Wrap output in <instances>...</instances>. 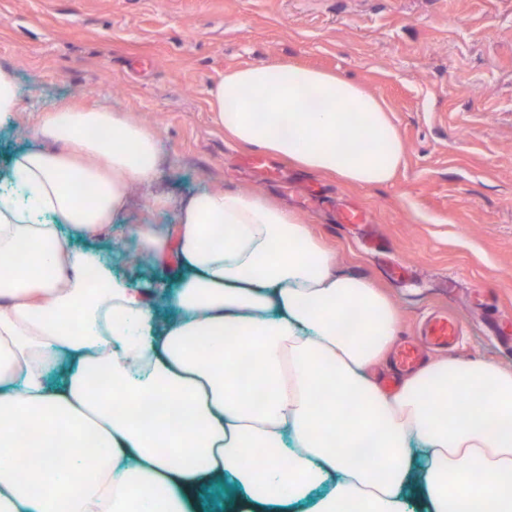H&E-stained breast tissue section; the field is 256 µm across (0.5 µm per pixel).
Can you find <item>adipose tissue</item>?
I'll return each mask as SVG.
<instances>
[{"label": "adipose tissue", "instance_id": "1", "mask_svg": "<svg viewBox=\"0 0 512 512\" xmlns=\"http://www.w3.org/2000/svg\"><path fill=\"white\" fill-rule=\"evenodd\" d=\"M234 142L389 183L388 106L275 61L225 71ZM0 187V512H512V371L435 360L392 394L370 377L399 314L286 208L203 190L174 226L135 228L140 264L176 251L166 307L112 276L96 241L158 166L126 112H41Z\"/></svg>", "mask_w": 512, "mask_h": 512}]
</instances>
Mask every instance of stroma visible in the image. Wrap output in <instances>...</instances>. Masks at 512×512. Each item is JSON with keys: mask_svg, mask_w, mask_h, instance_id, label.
Masks as SVG:
<instances>
[{"mask_svg": "<svg viewBox=\"0 0 512 512\" xmlns=\"http://www.w3.org/2000/svg\"><path fill=\"white\" fill-rule=\"evenodd\" d=\"M274 59L334 71L388 105L405 146L391 183L349 186L276 158L271 176L244 164L208 91L227 70ZM0 67L22 106L0 127L1 182L37 146V112L109 107L155 129L153 188L130 191L98 244L113 275L177 287L176 257L128 264L135 226L177 223V204L203 189L261 195L309 224L341 273L390 296L397 340L445 310L464 328L452 357L512 369V345L499 340L512 335V0H0ZM152 193L171 207L149 208ZM346 204L368 213L379 249L365 247V228L337 223Z\"/></svg>", "mask_w": 512, "mask_h": 512, "instance_id": "1", "label": "stroma"}]
</instances>
